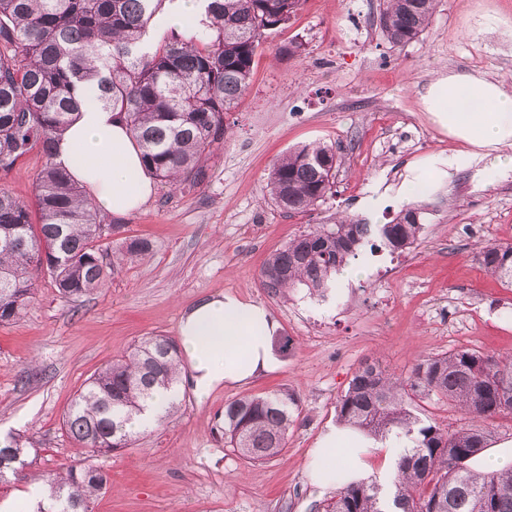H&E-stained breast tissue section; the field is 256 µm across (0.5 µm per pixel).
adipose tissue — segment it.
Returning <instances> with one entry per match:
<instances>
[{
  "label": "adipose tissue",
  "instance_id": "ef3b65f1",
  "mask_svg": "<svg viewBox=\"0 0 512 512\" xmlns=\"http://www.w3.org/2000/svg\"><path fill=\"white\" fill-rule=\"evenodd\" d=\"M421 105L460 144L448 155L429 158L433 173L452 177L479 150L496 151L495 166L512 170L511 83L483 73L444 74L426 87ZM56 160L97 208L114 215L138 210L157 189L125 123L92 96L60 136ZM277 327L263 305L221 293L201 298L179 327L196 396L202 399L216 388L244 384L276 370L270 339ZM405 452L399 440L380 446L356 429L332 426L310 451L307 477L323 492L350 483L386 484Z\"/></svg>",
  "mask_w": 512,
  "mask_h": 512
}]
</instances>
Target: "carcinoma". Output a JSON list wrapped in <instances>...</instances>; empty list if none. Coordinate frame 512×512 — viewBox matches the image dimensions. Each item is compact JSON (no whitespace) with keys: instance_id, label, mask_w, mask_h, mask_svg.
Returning a JSON list of instances; mask_svg holds the SVG:
<instances>
[{"instance_id":"cac0c4a2","label":"carcinoma","mask_w":512,"mask_h":512,"mask_svg":"<svg viewBox=\"0 0 512 512\" xmlns=\"http://www.w3.org/2000/svg\"><path fill=\"white\" fill-rule=\"evenodd\" d=\"M177 0H0V171L33 150L44 165L35 179V207L0 188V325L16 321L49 274L66 297L104 286L107 263L97 208L84 199L55 160L57 137L73 120L85 88L125 122L145 168L171 186L197 187L209 178L208 156L229 133L251 79L263 35L288 28L302 0H199L202 27L147 39L152 18ZM435 0H384L379 26L405 45L430 24ZM339 147L317 142L279 159L268 175L272 201L306 212L335 186ZM423 225L413 210L391 224L349 216L318 224L273 253L262 287L284 294L303 287L322 298L333 275L366 245L402 254ZM151 245L129 239L112 256L138 257ZM489 273L512 287V246L488 244L478 254ZM178 341L146 336L86 381L63 418L69 436L87 449L82 466L39 476L49 490L40 512H90L108 475L90 458L134 443L130 423L160 389L177 381ZM435 397L458 407L453 430L424 424L412 407ZM295 398L287 392L247 395L224 406V445L251 464L285 450ZM339 422L370 437H405L389 495L376 484H352L322 501L323 512H512V468L482 473L465 466L487 447L491 425L512 413V357L457 349L418 360L398 376L378 363L353 374L336 402ZM20 436L0 438V483L28 466Z\"/></svg>"}]
</instances>
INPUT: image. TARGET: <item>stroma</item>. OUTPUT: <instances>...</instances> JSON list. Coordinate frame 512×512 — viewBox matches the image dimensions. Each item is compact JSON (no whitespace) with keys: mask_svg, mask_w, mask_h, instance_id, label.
Listing matches in <instances>:
<instances>
[{"mask_svg":"<svg viewBox=\"0 0 512 512\" xmlns=\"http://www.w3.org/2000/svg\"><path fill=\"white\" fill-rule=\"evenodd\" d=\"M382 7L303 0L288 28L263 38L209 180L194 189L162 184L138 211L102 213L105 246L139 238L151 252L118 261L104 287L77 299L39 275L21 317L0 325V433L32 446L26 476L0 484V501L15 499L27 475L82 462L86 451L63 417L86 380L142 337H178L182 316L215 292L271 311L278 369L202 400L184 386L176 415L98 457L109 483L91 512H317L325 496L306 478L308 451L335 423L361 363L375 359L405 376L417 359L456 348L512 355V288L477 260L486 244L512 246V172L494 171L487 158L449 182L424 173L418 242L401 254L363 250L353 262L360 276L326 298L260 286L268 257L315 225L339 214L391 223L407 207L395 190L409 168L456 149L421 107L429 81L474 71L512 83V0H436L428 28L402 46L384 37ZM294 40L302 52L291 57L283 49ZM318 141L340 148L336 191L309 211L285 213L270 199L268 174L289 151ZM43 164L29 153L0 186L33 204ZM371 197L383 200L379 214L362 208ZM283 391L298 400L287 447L251 465L224 445V407Z\"/></svg>","mask_w":512,"mask_h":512,"instance_id":"obj_1","label":"stroma"}]
</instances>
